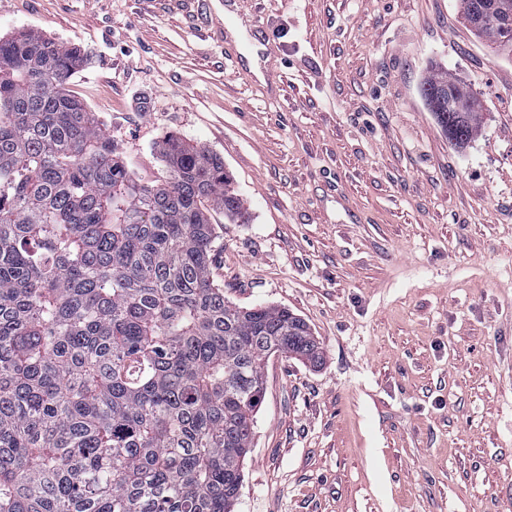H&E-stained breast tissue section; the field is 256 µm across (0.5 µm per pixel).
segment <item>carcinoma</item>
Wrapping results in <instances>:
<instances>
[{
	"mask_svg": "<svg viewBox=\"0 0 512 512\" xmlns=\"http://www.w3.org/2000/svg\"><path fill=\"white\" fill-rule=\"evenodd\" d=\"M87 53L0 37V512H232L267 359L317 364L286 307L214 283L211 212L248 221L224 159L169 135L141 183L71 90ZM423 84L452 142L481 122Z\"/></svg>",
	"mask_w": 512,
	"mask_h": 512,
	"instance_id": "obj_1",
	"label": "carcinoma"
}]
</instances>
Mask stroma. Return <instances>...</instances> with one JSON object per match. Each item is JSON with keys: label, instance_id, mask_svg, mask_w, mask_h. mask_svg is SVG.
Wrapping results in <instances>:
<instances>
[{"label": "stroma", "instance_id": "obj_1", "mask_svg": "<svg viewBox=\"0 0 512 512\" xmlns=\"http://www.w3.org/2000/svg\"><path fill=\"white\" fill-rule=\"evenodd\" d=\"M217 2L0 0V36L87 52L71 88L143 182L165 135L220 155L249 221L213 212L216 284L322 344L269 358L233 512H512V57L459 0H248L264 82ZM438 66L480 105L463 149ZM444 70L433 73L423 84V94L430 112L452 142L471 141L481 122V113L476 110L473 97L460 98L448 112V93L444 87L453 89L460 82ZM444 90V94H434ZM427 96V97H426Z\"/></svg>", "mask_w": 512, "mask_h": 512}]
</instances>
